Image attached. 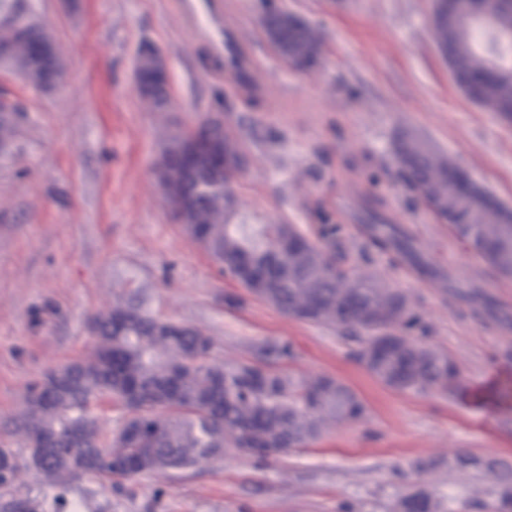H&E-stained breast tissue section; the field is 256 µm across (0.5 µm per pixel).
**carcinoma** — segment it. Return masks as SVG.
<instances>
[{"label": "carcinoma", "mask_w": 512, "mask_h": 512, "mask_svg": "<svg viewBox=\"0 0 512 512\" xmlns=\"http://www.w3.org/2000/svg\"><path fill=\"white\" fill-rule=\"evenodd\" d=\"M503 26L512 28V15H498L487 27L461 11L439 34L454 74L466 77L495 68L497 76L481 105L501 118L512 115V42L493 38ZM275 37L288 49L293 68L316 61L319 37L289 13L276 20ZM18 65L46 85L49 63L25 57ZM411 143L407 147L401 139L396 145L407 184L418 194L427 192L439 213L458 222L474 253L509 275L503 252L512 255V222H504L491 193L477 187L462 196L446 179L434 180L435 164L446 167L448 159L422 140ZM232 206L229 198L219 206L201 192L183 225L191 238L204 242L223 274L234 280L261 277L264 288L257 298L355 340L357 360L391 389L459 390V372L448 354L405 335L420 328L408 299L379 278L356 273L347 256L338 262L327 258L324 246L336 244L340 225H319L313 241L295 224H233ZM364 240L367 249L428 271L409 239L389 224L368 225ZM455 296L476 301L469 291L458 290ZM474 313L497 317L488 299L479 301ZM94 330L93 353L46 372L28 388L13 417L26 453L20 459L12 449L0 448V489L9 492L0 500V512H65L71 486L89 474L127 479L184 472L203 467L226 448L266 461L318 439L329 423L356 419L364 411L357 395L331 378L300 382L269 365L216 363L210 359L209 337L186 327L167 329L138 306L117 302L94 319ZM102 401H115L131 413L109 436L93 415ZM436 466L425 460L408 464L402 472L408 488L396 497L392 512H457L453 499L411 481ZM444 466L487 481L493 512H512L511 464L459 454ZM30 471L57 494L48 499L25 490L24 475Z\"/></svg>", "instance_id": "obj_1"}]
</instances>
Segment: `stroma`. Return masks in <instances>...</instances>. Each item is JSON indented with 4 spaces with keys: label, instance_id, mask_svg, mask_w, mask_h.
I'll return each instance as SVG.
<instances>
[{
    "label": "stroma",
    "instance_id": "1",
    "mask_svg": "<svg viewBox=\"0 0 512 512\" xmlns=\"http://www.w3.org/2000/svg\"><path fill=\"white\" fill-rule=\"evenodd\" d=\"M64 70L42 90L0 76L15 106L13 151L0 159V446L24 455L12 416L43 373L95 347L92 320L120 300L214 341L221 363L269 362L295 379L328 376L365 406L306 447L261 463L226 451L200 470L115 480L86 512H390L407 485L400 466L458 453L512 463V277L494 271L439 223L407 186L398 140L426 141L512 206V125L470 100L437 51L431 0H224V23L249 61L242 84L198 40L180 0H33ZM294 13L322 41L306 70L284 64L259 24ZM167 62L166 108L139 94L143 45ZM223 114L247 164L235 179L234 223L341 225L359 271L404 294L426 345L456 363L466 396L386 387L360 364L355 342L299 320L224 276L167 216L154 165L170 136ZM394 224L433 269L425 277L377 252L362 229ZM480 288L504 323L473 316L449 283ZM292 354L269 359L272 345ZM421 483L460 512L486 500V481L437 470Z\"/></svg>",
    "mask_w": 512,
    "mask_h": 512
}]
</instances>
